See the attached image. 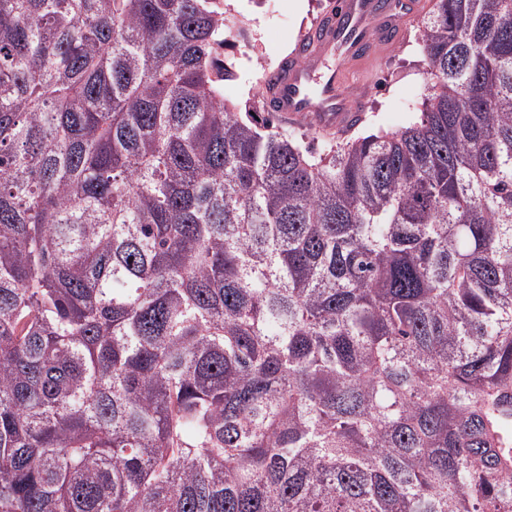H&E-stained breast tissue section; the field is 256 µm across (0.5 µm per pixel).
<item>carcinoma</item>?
<instances>
[{
  "instance_id": "cac0c4a2",
  "label": "carcinoma",
  "mask_w": 512,
  "mask_h": 512,
  "mask_svg": "<svg viewBox=\"0 0 512 512\" xmlns=\"http://www.w3.org/2000/svg\"><path fill=\"white\" fill-rule=\"evenodd\" d=\"M231 25L0 0V512H512V0L315 156Z\"/></svg>"
}]
</instances>
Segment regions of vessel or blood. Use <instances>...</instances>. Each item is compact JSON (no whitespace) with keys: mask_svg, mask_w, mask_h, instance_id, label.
Listing matches in <instances>:
<instances>
[{"mask_svg":"<svg viewBox=\"0 0 512 512\" xmlns=\"http://www.w3.org/2000/svg\"><path fill=\"white\" fill-rule=\"evenodd\" d=\"M425 0H333L303 42L269 78L266 109L289 121L344 132L363 117L367 80L352 72L399 41Z\"/></svg>","mask_w":512,"mask_h":512,"instance_id":"b4317fda","label":"vessel or blood"}]
</instances>
